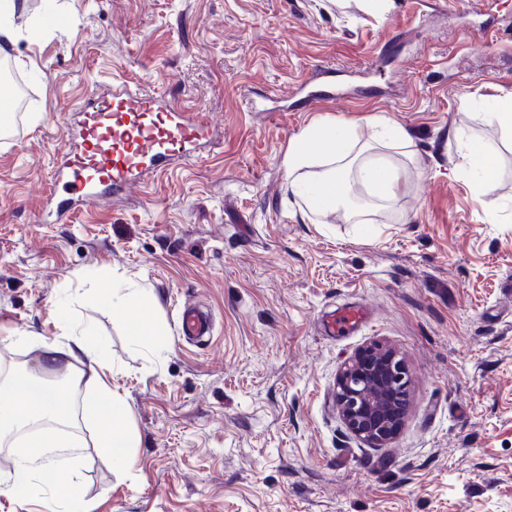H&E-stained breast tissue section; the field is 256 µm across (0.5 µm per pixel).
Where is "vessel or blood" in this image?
Returning a JSON list of instances; mask_svg holds the SVG:
<instances>
[{"label":"vessel or blood","instance_id":"obj_1","mask_svg":"<svg viewBox=\"0 0 512 512\" xmlns=\"http://www.w3.org/2000/svg\"><path fill=\"white\" fill-rule=\"evenodd\" d=\"M212 119L191 112L171 97L122 83L85 103L67 121V141L45 194V214L56 224L69 221L80 204L122 196L146 178L197 157L210 143ZM364 307L343 309L332 322L345 333L366 321ZM179 330L185 339L209 336L212 317L198 306L184 308Z\"/></svg>","mask_w":512,"mask_h":512}]
</instances>
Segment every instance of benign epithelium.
<instances>
[{
  "mask_svg": "<svg viewBox=\"0 0 512 512\" xmlns=\"http://www.w3.org/2000/svg\"><path fill=\"white\" fill-rule=\"evenodd\" d=\"M411 375L404 361L380 344L355 354L336 378V404L351 431L372 447L396 433Z\"/></svg>",
  "mask_w": 512,
  "mask_h": 512,
  "instance_id": "obj_1",
  "label": "benign epithelium"
}]
</instances>
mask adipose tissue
<instances>
[{
    "mask_svg": "<svg viewBox=\"0 0 512 512\" xmlns=\"http://www.w3.org/2000/svg\"><path fill=\"white\" fill-rule=\"evenodd\" d=\"M354 142L347 126L326 120L313 122L295 139L284 163L288 188L299 198L303 210L314 215L341 210L352 218H361L367 206L357 203L351 194L350 181L354 178L367 188L372 205H382L394 197L398 173L383 160L361 162L355 177H348L343 162ZM463 148L477 190L492 193L497 183L494 154L473 141L464 142ZM95 297L121 308L140 343H151L159 336L160 330L149 313V292L103 285L97 288ZM57 313L59 338L48 341L26 334L22 340L36 351L46 372L84 380L95 394L77 409L62 396L60 389L39 386L23 374L0 385V433L10 434L14 461L13 471L0 475V491L23 497L32 477L48 475L52 478L51 494L60 512H87L78 476L56 478V451L73 447L76 438L70 425L79 413L95 423L94 445L113 468H130L135 445L125 426L130 407L113 393L107 378L114 365L98 354L91 330L75 324L67 306H58Z\"/></svg>",
    "mask_w": 512,
    "mask_h": 512,
    "instance_id": "1",
    "label": "adipose tissue"
}]
</instances>
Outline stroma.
Listing matches in <instances>:
<instances>
[{
	"label": "stroma",
	"mask_w": 512,
	"mask_h": 512,
	"mask_svg": "<svg viewBox=\"0 0 512 512\" xmlns=\"http://www.w3.org/2000/svg\"><path fill=\"white\" fill-rule=\"evenodd\" d=\"M471 0H27L7 49L31 97L0 136V363L31 366L16 334L51 339L66 304L117 369L109 379L140 439L113 469L79 420L91 512H512V138L488 124L512 93V0L481 47ZM319 66L333 95L301 89ZM124 81L218 121L209 153L116 201L44 224L67 113ZM403 143L370 146V120ZM353 129L356 159L400 174L356 223H311L283 158L312 122ZM496 154L476 191L465 140ZM117 281L152 291L162 334L147 349L92 297ZM186 302L209 309L202 342L179 337ZM371 311L331 334L327 314ZM379 342L412 381L397 435L372 448L334 395L342 363Z\"/></svg>",
	"instance_id": "stroma-1"
}]
</instances>
